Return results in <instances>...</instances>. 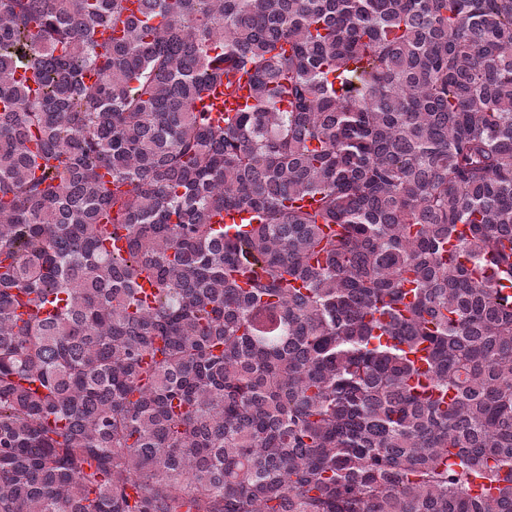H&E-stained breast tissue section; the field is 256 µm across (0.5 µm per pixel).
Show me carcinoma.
<instances>
[{
    "label": "carcinoma",
    "instance_id": "carcinoma-1",
    "mask_svg": "<svg viewBox=\"0 0 512 512\" xmlns=\"http://www.w3.org/2000/svg\"><path fill=\"white\" fill-rule=\"evenodd\" d=\"M507 288L512 0H0V512H512Z\"/></svg>",
    "mask_w": 512,
    "mask_h": 512
}]
</instances>
